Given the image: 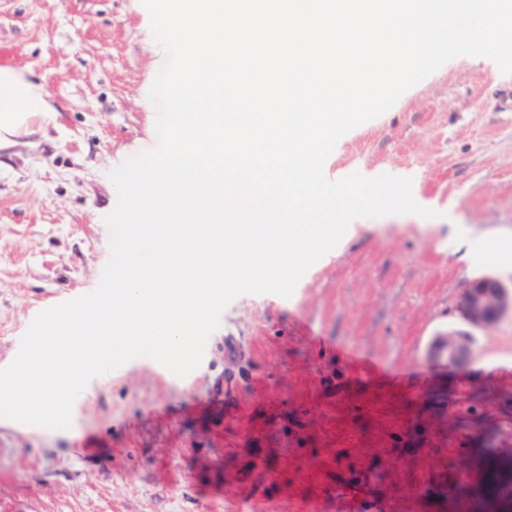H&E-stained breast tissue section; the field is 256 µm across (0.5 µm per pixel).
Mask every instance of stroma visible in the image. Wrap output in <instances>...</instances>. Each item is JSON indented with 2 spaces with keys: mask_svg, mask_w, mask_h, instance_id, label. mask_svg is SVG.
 I'll list each match as a JSON object with an SVG mask.
<instances>
[{
  "mask_svg": "<svg viewBox=\"0 0 512 512\" xmlns=\"http://www.w3.org/2000/svg\"><path fill=\"white\" fill-rule=\"evenodd\" d=\"M141 0H0V66L30 72L57 111L0 151V369L36 316L97 287L110 257L109 178L158 144L149 100L165 64ZM412 180L433 218H357L293 294L225 309L186 377L148 357L89 390L66 429L0 418V512H334L328 488L381 512H479L483 448L512 455V315L468 330L466 288L512 284V74L452 59L324 164ZM486 240L464 253L465 238ZM469 349L468 334L459 332L448 333V336L442 339L437 346L439 356L444 357L448 361V365H457L462 362L467 357Z\"/></svg>",
  "mask_w": 512,
  "mask_h": 512,
  "instance_id": "1",
  "label": "stroma"
}]
</instances>
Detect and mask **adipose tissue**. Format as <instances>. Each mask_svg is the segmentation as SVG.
<instances>
[{
	"instance_id": "1",
	"label": "adipose tissue",
	"mask_w": 512,
	"mask_h": 512,
	"mask_svg": "<svg viewBox=\"0 0 512 512\" xmlns=\"http://www.w3.org/2000/svg\"><path fill=\"white\" fill-rule=\"evenodd\" d=\"M55 119L40 83L21 70L0 67V149L11 148Z\"/></svg>"
}]
</instances>
